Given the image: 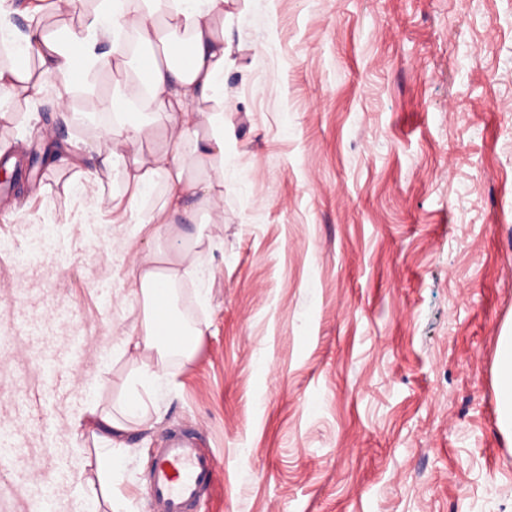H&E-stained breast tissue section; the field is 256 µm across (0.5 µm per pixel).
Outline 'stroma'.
<instances>
[{"instance_id":"stroma-1","label":"stroma","mask_w":512,"mask_h":512,"mask_svg":"<svg viewBox=\"0 0 512 512\" xmlns=\"http://www.w3.org/2000/svg\"><path fill=\"white\" fill-rule=\"evenodd\" d=\"M224 221L186 225L204 278L174 288L201 336L166 357L147 422L119 449L121 512H152L148 472L184 429L223 462L200 512H512L499 338L512 329V0H230ZM14 98L0 146V241L52 239L30 267L0 249V423L31 465L0 512L65 462L92 482L103 444L66 415L119 413L143 357L128 272L167 250L76 195L106 113ZM52 131L58 160L33 165ZM84 337L78 364L71 337ZM63 363L69 392L41 365Z\"/></svg>"}]
</instances>
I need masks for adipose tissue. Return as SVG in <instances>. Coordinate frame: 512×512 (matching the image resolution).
Segmentation results:
<instances>
[{
	"label": "adipose tissue",
	"instance_id": "adipose-tissue-1",
	"mask_svg": "<svg viewBox=\"0 0 512 512\" xmlns=\"http://www.w3.org/2000/svg\"><path fill=\"white\" fill-rule=\"evenodd\" d=\"M226 2L99 0L78 26L53 31L36 24L19 33L0 21V44L10 54L9 62L0 65V100L18 92L36 100L51 90L63 112L76 80H88L111 65H127L122 36L136 35L144 49L136 67L139 81L113 86V120L106 129L112 148L82 177L84 189H93L100 171L110 169L116 158L132 156L123 173V191L97 195L96 207L133 224L137 235L149 240L174 238L177 217L192 222L203 211L209 223L224 221V72L233 63L232 41L223 31ZM106 40L112 43L108 54L99 49ZM165 122L170 133L163 144L143 153L146 137ZM194 160L208 161L209 172L193 175ZM159 182L164 185L161 204L144 208ZM200 271L190 249L179 246L166 262L151 254L135 262L130 275L143 297V317L134 333L145 353L137 379L128 390L122 418L90 405L73 416L74 427L92 424L107 445H123L128 420L148 414L152 394L162 384L164 336L182 335L179 351L184 356L196 346L198 333L180 326L170 289L185 275Z\"/></svg>",
	"mask_w": 512,
	"mask_h": 512
}]
</instances>
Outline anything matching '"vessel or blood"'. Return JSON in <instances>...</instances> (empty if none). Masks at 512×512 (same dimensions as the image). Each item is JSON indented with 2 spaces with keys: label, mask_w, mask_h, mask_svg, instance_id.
Instances as JSON below:
<instances>
[{
  "label": "vessel or blood",
  "mask_w": 512,
  "mask_h": 512,
  "mask_svg": "<svg viewBox=\"0 0 512 512\" xmlns=\"http://www.w3.org/2000/svg\"><path fill=\"white\" fill-rule=\"evenodd\" d=\"M218 471L213 454L186 435H169L151 467L153 512H197L201 498L214 488Z\"/></svg>",
  "instance_id": "b4317fda"
}]
</instances>
